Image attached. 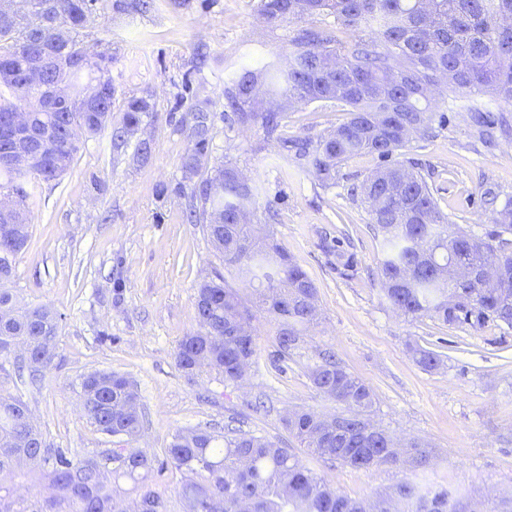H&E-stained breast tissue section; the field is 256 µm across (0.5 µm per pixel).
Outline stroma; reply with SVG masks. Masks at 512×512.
<instances>
[{
	"label": "stroma",
	"mask_w": 512,
	"mask_h": 512,
	"mask_svg": "<svg viewBox=\"0 0 512 512\" xmlns=\"http://www.w3.org/2000/svg\"><path fill=\"white\" fill-rule=\"evenodd\" d=\"M107 2L78 38L112 59L114 111L147 97L153 116L124 143L107 133L84 139L61 178L33 187L26 201L30 236L9 286L25 302L52 308L59 332L37 385L19 377L16 354L0 356V392L21 397L46 440L71 457L110 445L84 416L79 388L81 376L107 370L137 387L145 424L135 446L152 456L164 457L178 430L220 432L235 416L243 431L279 442L352 498H374L407 477L458 496H512V326L413 320L389 303L379 278L387 244L350 194L380 167L377 156L342 162L335 185L325 187L296 166L281 139L227 118L224 91L242 70L284 68L293 35L333 24V17L271 22L261 0H155L145 13L136 0ZM188 84L214 115L210 149L194 176L183 168L193 149L182 125L192 103ZM465 100L460 91L438 95L444 127L434 138L412 140L396 158L429 170L440 209L483 238L512 199V136L484 144L462 110ZM346 118L330 103L299 105L283 113L282 131L315 141ZM144 139L151 153L142 159L137 148ZM227 162L258 188L255 223L275 211L274 233L314 282L320 315L285 361L276 323L256 315L255 361L235 385L210 371L186 375L175 361L183 336L198 327L197 285L223 267L185 211L198 180ZM338 242L355 255L353 277L336 266L330 248ZM415 344L441 352L442 365L424 370L411 351ZM325 349L371 389L377 425L396 439L428 444L429 466L358 469L298 447L282 425L287 411L337 410L308 376Z\"/></svg>",
	"instance_id": "1"
}]
</instances>
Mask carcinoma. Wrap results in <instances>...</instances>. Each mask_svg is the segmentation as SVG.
<instances>
[{
  "instance_id": "carcinoma-1",
  "label": "carcinoma",
  "mask_w": 512,
  "mask_h": 512,
  "mask_svg": "<svg viewBox=\"0 0 512 512\" xmlns=\"http://www.w3.org/2000/svg\"><path fill=\"white\" fill-rule=\"evenodd\" d=\"M102 0H33L32 9L15 23L0 25V132L14 115L26 111L34 129L51 128L56 148L34 170L0 169V190L15 195L14 212L0 213V226L20 224L14 239L0 233V338H20L33 346L32 355L52 363L53 350L39 340L55 339L57 314L45 305L22 303L4 287L13 263L29 239L24 183L58 179L71 167L82 138L105 131L123 142L129 130L149 119L153 105L131 98L119 116L112 114V80L90 76L108 69L112 58L79 45L74 35L98 16ZM270 21L326 14L336 26L306 28L291 40L288 67L268 74L267 94L278 106L266 108L249 93L256 81L245 70L225 91L227 106L242 124H259L269 136L277 133L288 101L324 102L349 112L347 121L317 142L296 143L295 160L327 185L336 183L338 167L358 154L387 161L412 136L427 139L444 117L433 109L428 91L442 73L451 85L474 95H487L512 106V27L501 17L512 15V0H262ZM33 52H45L63 64L48 78L65 84L69 100L46 109L38 90L28 81ZM196 98L189 108L192 153L184 167L197 172L211 142L208 102ZM464 110L480 133H509L504 113L477 103ZM257 188L235 167L226 164L202 179L190 205L188 221L198 224L221 254L224 272L202 281L196 291L198 328L185 336L176 364L189 376L204 368L235 383L244 376L242 362L253 361L256 342L240 333L238 323L252 311L278 323L279 356L298 348L302 329L314 321L309 304L316 287L281 247L270 229L240 222L253 206ZM371 223L390 250L379 268L387 300L413 318H436L445 324L481 325L492 319L512 326V201L495 220L489 241L448 230L449 219L439 208L433 185L415 167L396 161L367 177L361 199ZM457 261L474 269L493 265L505 276L499 287L485 288L479 280L454 281L444 274ZM251 290L244 301L229 280ZM426 369L441 356L414 349ZM315 389L340 405L334 414L297 410L283 425L300 447L324 462L355 468L398 466L410 459L414 467L430 462V451L419 439L403 446L375 427L369 415L372 391L324 353L310 371ZM86 418L112 438V447L76 458L46 442L35 427L28 406L0 393V473L11 474L24 464L47 478L53 495L26 499L8 484H0V512H110L113 484L126 480L138 492L142 512H172L164 495L150 488L155 459L132 448L144 427L139 394L119 374L95 371L81 381ZM167 463L189 476L186 512H512V497L497 500L453 496L444 486H424L405 478L372 500L352 499L311 470L288 449L240 428L222 434L202 429L179 430L167 448Z\"/></svg>"
}]
</instances>
